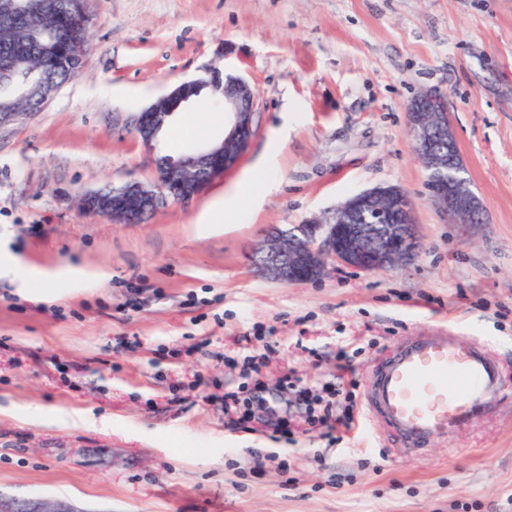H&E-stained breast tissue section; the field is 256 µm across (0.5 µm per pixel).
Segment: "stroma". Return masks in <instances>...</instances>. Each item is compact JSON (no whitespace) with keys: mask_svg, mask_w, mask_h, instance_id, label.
I'll return each mask as SVG.
<instances>
[{"mask_svg":"<svg viewBox=\"0 0 512 512\" xmlns=\"http://www.w3.org/2000/svg\"><path fill=\"white\" fill-rule=\"evenodd\" d=\"M89 49L41 112L0 133V240L28 268L97 272L75 286L0 276V494L79 512H512V0H87ZM214 67L256 92L238 163L144 221L83 211L104 185L152 182L136 112ZM446 100L482 224L430 200L406 107ZM160 147L224 137V102L174 113ZM287 126L276 187L239 223H196ZM394 184L419 249L395 269L333 264L260 277L272 226ZM455 326L488 342L509 387L494 413L406 453L362 406L370 370L407 336ZM352 368L339 376L337 352ZM264 408L240 422L224 395ZM338 390L351 428L314 426L297 389ZM288 421L291 435L276 426Z\"/></svg>","mask_w":512,"mask_h":512,"instance_id":"1","label":"stroma"}]
</instances>
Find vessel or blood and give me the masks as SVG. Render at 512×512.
<instances>
[{"mask_svg":"<svg viewBox=\"0 0 512 512\" xmlns=\"http://www.w3.org/2000/svg\"><path fill=\"white\" fill-rule=\"evenodd\" d=\"M505 388L500 363L477 337L439 327L399 342L373 372L369 419L413 455L490 413Z\"/></svg>","mask_w":512,"mask_h":512,"instance_id":"1","label":"vessel or blood"}]
</instances>
